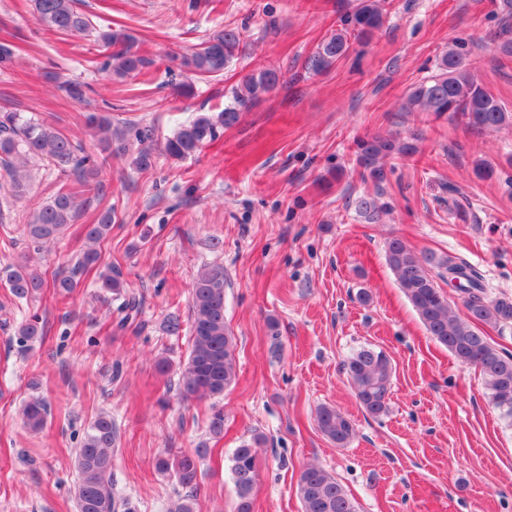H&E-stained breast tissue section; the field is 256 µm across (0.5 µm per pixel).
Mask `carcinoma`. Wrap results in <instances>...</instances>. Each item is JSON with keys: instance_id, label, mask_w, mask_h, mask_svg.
<instances>
[{"instance_id": "1", "label": "carcinoma", "mask_w": 512, "mask_h": 512, "mask_svg": "<svg viewBox=\"0 0 512 512\" xmlns=\"http://www.w3.org/2000/svg\"><path fill=\"white\" fill-rule=\"evenodd\" d=\"M39 23L66 35L96 32V38L110 49L104 69L118 79L132 74H145L152 60L132 51L131 36L121 30H95L90 20L75 7V0H34ZM501 49L512 54V0H502ZM384 24L381 0H356L343 18L342 28L324 39L305 61V69L321 74L330 69L350 48V40H367ZM242 51V37L234 29H226L196 48L184 64L196 75L213 77L224 74V68ZM438 73L414 85L407 93L404 110L433 112L440 116L451 113L466 126L477 131H494L512 126V112L491 94L469 71L462 54L450 49L437 64ZM281 82V72L265 69L250 73L232 91L231 104L215 115H201L180 124L161 143L154 139L150 126L119 127L105 116L90 115L85 125L99 141L104 153H126L137 146L132 164L147 170L154 163V151L182 160L194 155L219 136V130L230 128L240 120L241 109L262 99ZM80 145L47 121L33 115L0 110V188L13 200L29 192L36 163L47 159L71 177L55 195L44 202L24 232L35 247L55 241L74 224L81 212L89 209L103 193L100 164L91 156L80 155ZM416 152L412 143H400L382 135L357 142V162L362 177L377 185L386 181L383 160L397 153ZM355 207L364 217L376 222L384 205L372 197L360 196ZM112 232V210L97 214L92 224L80 225L84 249L52 280L54 292L69 297L84 280L92 277L103 292L119 300L117 327L132 324L140 311L141 301L124 287L122 273L108 263L101 265L97 249ZM386 261L399 287L412 304L427 334L448 349L464 366L479 370L490 403L504 418L512 420V354L492 343L483 327L500 330L512 327V297L489 300L479 273L467 262L450 255L418 252L398 238L387 243ZM461 279L463 305L468 319H462L445 298L437 283L446 275ZM0 280L17 300H30L46 287L42 275L25 262L0 268ZM224 266H202L190 291L191 347L179 376L184 396L198 400L219 398L237 379L236 339L225 320ZM26 342L42 339L46 330L34 317L18 331ZM344 370L354 389L356 401L364 412L376 419L387 412L393 366L382 351L362 347L344 362ZM47 403L40 397L30 398L22 414L28 428L41 431L48 416ZM320 432L338 447L347 446L355 436L350 419L327 405L316 410ZM117 429L112 416L101 412L90 422L76 449L74 487L76 512H131L129 501H119L114 492L112 473ZM263 437L257 435L243 442L232 455L231 473L236 490L235 512H253L257 481V448ZM207 448L177 454L165 453L157 458L156 469L171 474L180 490L169 512H197L198 476ZM297 495L302 512H358L357 505L343 485L326 469L309 465L299 474Z\"/></svg>"}]
</instances>
